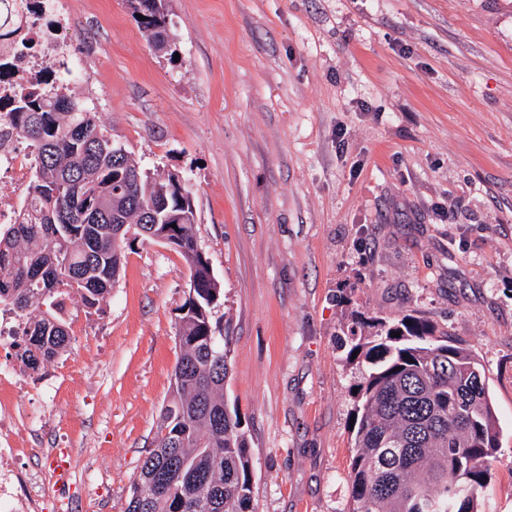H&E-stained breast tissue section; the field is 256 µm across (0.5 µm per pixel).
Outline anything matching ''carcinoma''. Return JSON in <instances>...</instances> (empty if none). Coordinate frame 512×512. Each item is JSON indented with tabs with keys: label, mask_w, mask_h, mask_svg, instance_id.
Wrapping results in <instances>:
<instances>
[{
	"label": "carcinoma",
	"mask_w": 512,
	"mask_h": 512,
	"mask_svg": "<svg viewBox=\"0 0 512 512\" xmlns=\"http://www.w3.org/2000/svg\"><path fill=\"white\" fill-rule=\"evenodd\" d=\"M130 6L154 48L174 40L163 5ZM32 16L38 12L0 18V77ZM45 73L17 76L11 107H0L35 152L21 220L0 230V303L23 319L16 356L36 372L68 350L71 331L57 315L64 297L95 308L120 276L124 243L112 238V226L150 241V227L185 215L169 240L189 266L194 299L180 317L172 399L127 512H254L248 438L236 410L224 412L227 337L215 335L212 322L222 288L194 237L192 188L173 173L150 175L125 149L112 151L70 81L52 77L50 65ZM350 336L348 354L366 365L352 512H478L499 429L475 356L411 316L360 315Z\"/></svg>",
	"instance_id": "obj_1"
}]
</instances>
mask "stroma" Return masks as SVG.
I'll use <instances>...</instances> for the list:
<instances>
[{
    "label": "stroma",
    "instance_id": "35a3bbf8",
    "mask_svg": "<svg viewBox=\"0 0 512 512\" xmlns=\"http://www.w3.org/2000/svg\"><path fill=\"white\" fill-rule=\"evenodd\" d=\"M173 53L128 0H65L56 60L155 174L192 185L224 295V399L255 512H352V314L413 315L468 348L499 421L481 512H512V0H166ZM99 309L42 375L0 350L45 512H126L172 395L189 268L124 245Z\"/></svg>",
    "mask_w": 512,
    "mask_h": 512
}]
</instances>
